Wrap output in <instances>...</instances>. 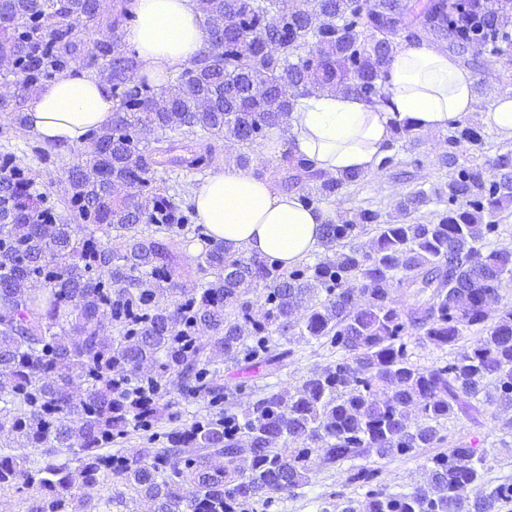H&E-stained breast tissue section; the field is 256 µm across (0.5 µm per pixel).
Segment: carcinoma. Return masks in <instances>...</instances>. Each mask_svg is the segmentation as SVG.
I'll use <instances>...</instances> for the list:
<instances>
[{
  "label": "carcinoma",
  "mask_w": 512,
  "mask_h": 512,
  "mask_svg": "<svg viewBox=\"0 0 512 512\" xmlns=\"http://www.w3.org/2000/svg\"><path fill=\"white\" fill-rule=\"evenodd\" d=\"M197 4L207 31L225 28L220 57L202 53L156 88L136 78V55L122 41L136 19L134 0H112L102 14L87 0H0L15 20L0 30L3 76L29 92L80 64L110 83L114 102L111 122L86 134V159L68 171V198L51 202L17 156L0 151V435L30 449L0 452V493L36 490L22 499V512H75L79 485L105 489L103 512L127 505L128 493L150 512H245L306 487L314 451L330 467L374 452L406 455L441 442L438 425L451 416L476 423L482 404L512 406V305L500 294L512 285V250L483 244L512 205V149L461 164L452 148L480 146L483 137L468 126L449 129L450 150L437 157L447 169L441 187L416 188L396 200L393 215L371 206L340 212L323 225L330 256L303 270L230 258L224 243L205 237L195 260L208 280L199 288L179 281L163 239L191 223L194 208L156 177L166 164L205 172L223 142L238 147V166L249 167L247 150L286 131L302 96L343 88L370 105L383 102L402 30L429 34L469 66L493 65L497 47L467 31L477 20L489 31L512 29V4L494 11L487 0ZM85 20L105 28L90 46ZM256 77L267 85L262 94L250 90ZM198 135L188 155H172L179 139ZM282 159L283 183L308 187L307 206L339 200L365 179L325 176L290 148ZM434 201L447 207L426 223L405 222ZM368 225L369 252L354 243ZM91 226L117 231L118 242L95 237ZM258 288L262 303L250 298ZM400 288L419 301H398ZM167 294L177 300L163 305ZM473 326L485 335L448 365L422 370L408 361L406 330L455 347ZM274 335L327 337L342 358L308 372L294 395L264 393L241 423L222 414L169 433L166 448L112 453L114 439L158 417L170 384L218 405L224 362L283 366L293 351L269 345ZM145 364L151 374L140 377ZM76 378L85 384L79 394ZM413 412L423 418L414 428ZM430 462L426 486H379L343 512H492L512 501V483L474 504L461 494L487 465L483 451L462 445ZM376 476L353 465L347 482L364 486Z\"/></svg>",
  "instance_id": "cac0c4a2"
}]
</instances>
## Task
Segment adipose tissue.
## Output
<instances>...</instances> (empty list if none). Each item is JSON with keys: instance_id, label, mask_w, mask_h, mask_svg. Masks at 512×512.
I'll return each mask as SVG.
<instances>
[{"instance_id": "obj_1", "label": "adipose tissue", "mask_w": 512, "mask_h": 512, "mask_svg": "<svg viewBox=\"0 0 512 512\" xmlns=\"http://www.w3.org/2000/svg\"><path fill=\"white\" fill-rule=\"evenodd\" d=\"M135 11L122 40L137 55L138 76L164 86L206 46L197 2L136 0ZM386 89V101L374 106L342 91L296 99L288 119L293 152L328 176L358 172L379 180L397 125L445 131L462 125L475 104L472 73L425 36L396 50ZM112 107L108 83L84 71L67 72L29 99L25 129L68 150L90 129L107 124ZM191 202L207 236L223 242L227 255H254L283 269L319 249L322 227L334 217L332 207L305 206L297 192L234 166L208 176Z\"/></svg>"}]
</instances>
